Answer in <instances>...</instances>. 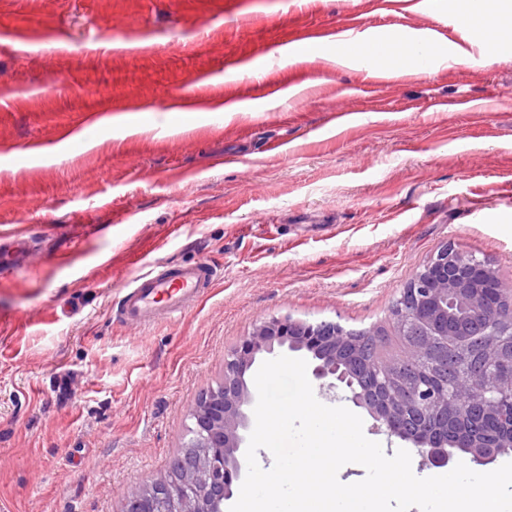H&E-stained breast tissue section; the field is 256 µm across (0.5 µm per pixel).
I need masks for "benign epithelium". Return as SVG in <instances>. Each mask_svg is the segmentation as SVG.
I'll use <instances>...</instances> for the list:
<instances>
[{"mask_svg": "<svg viewBox=\"0 0 512 512\" xmlns=\"http://www.w3.org/2000/svg\"><path fill=\"white\" fill-rule=\"evenodd\" d=\"M494 278L495 269L486 260L451 244L440 247L402 288L393 313L392 327L419 333V340L408 345L406 361L417 364L429 357L436 336L457 338L448 330V307L482 315L494 314L505 304L512 307V295L496 287ZM350 345L346 330L335 322L280 317L261 322L225 358L218 387L205 392L191 410L182 443L185 451L175 456L165 477L128 492L122 512H224V503L240 491L247 473L249 408L255 397L246 375L258 358L288 352L307 358L308 372L319 388L345 387L348 400L365 409L388 436L411 443L431 466L448 465L453 460L450 447L483 463L512 447L510 438L489 448L462 433L446 440L409 423L413 413L429 416L440 411L460 419H494L501 395L512 390V360L500 357L495 348L488 349L487 368L478 378L457 381L440 392L420 377L411 390L391 388L393 366L365 369L348 355Z\"/></svg>", "mask_w": 512, "mask_h": 512, "instance_id": "obj_1", "label": "benign epithelium"}]
</instances>
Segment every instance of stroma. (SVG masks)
I'll list each match as a JSON object with an SVG mask.
<instances>
[{
	"mask_svg": "<svg viewBox=\"0 0 512 512\" xmlns=\"http://www.w3.org/2000/svg\"><path fill=\"white\" fill-rule=\"evenodd\" d=\"M404 2L0 0V225L43 247L0 278V512H121L265 319L386 326L446 244L512 290V55L457 0ZM347 24L452 57L372 73L288 43ZM187 91L205 108L169 111ZM201 258L179 319L117 323L122 284Z\"/></svg>",
	"mask_w": 512,
	"mask_h": 512,
	"instance_id": "obj_1",
	"label": "stroma"
}]
</instances>
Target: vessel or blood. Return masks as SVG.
<instances>
[{"mask_svg":"<svg viewBox=\"0 0 512 512\" xmlns=\"http://www.w3.org/2000/svg\"><path fill=\"white\" fill-rule=\"evenodd\" d=\"M34 253L31 239L17 229L0 230V271L9 272ZM206 259L184 265H159L126 282L117 302L116 319L124 326L146 328L179 318L215 280Z\"/></svg>","mask_w":512,"mask_h":512,"instance_id":"1","label":"vessel or blood"}]
</instances>
